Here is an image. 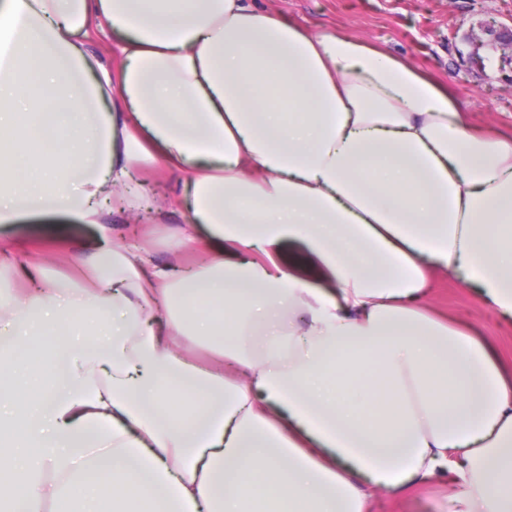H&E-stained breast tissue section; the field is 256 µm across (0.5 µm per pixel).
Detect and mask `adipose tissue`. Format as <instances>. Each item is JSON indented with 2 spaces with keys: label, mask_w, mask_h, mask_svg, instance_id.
<instances>
[{
  "label": "adipose tissue",
  "mask_w": 512,
  "mask_h": 512,
  "mask_svg": "<svg viewBox=\"0 0 512 512\" xmlns=\"http://www.w3.org/2000/svg\"><path fill=\"white\" fill-rule=\"evenodd\" d=\"M156 159L181 194L135 187ZM177 205L193 270L113 244L107 214ZM46 210L100 243L0 294V512H367L447 477L451 512H512V375L427 306L455 274L512 319V136L402 59L247 0H0L1 269L42 268Z\"/></svg>",
  "instance_id": "ef3b65f1"
}]
</instances>
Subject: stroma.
<instances>
[{"mask_svg":"<svg viewBox=\"0 0 512 512\" xmlns=\"http://www.w3.org/2000/svg\"><path fill=\"white\" fill-rule=\"evenodd\" d=\"M252 8L279 13L315 32L359 37L403 58L424 76L449 85L475 127L512 134V55L496 47L493 31L512 29V0H249ZM185 210L148 222L110 215L115 242L142 246L158 266L171 259L168 237L185 223ZM39 230L35 252L57 256L55 272L75 276L65 257L68 239L59 233L67 217L49 212L32 217ZM431 309L449 323L469 330L512 367V324L484 307L455 275L444 276ZM456 484L420 483L394 495L380 492L372 512H449Z\"/></svg>","mask_w":512,"mask_h":512,"instance_id":"stroma-1","label":"stroma"}]
</instances>
